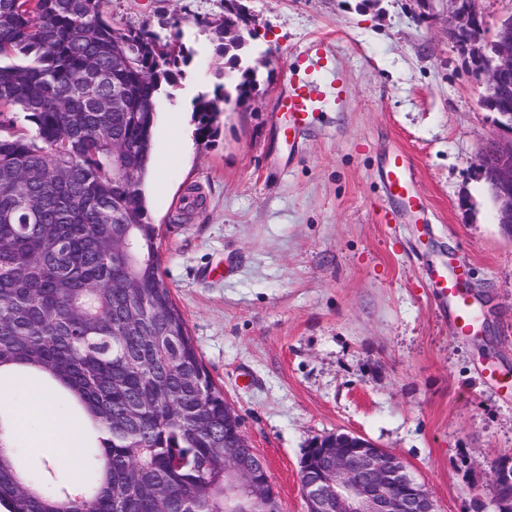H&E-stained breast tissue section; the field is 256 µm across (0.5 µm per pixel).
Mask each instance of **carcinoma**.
<instances>
[{
  "label": "carcinoma",
  "mask_w": 512,
  "mask_h": 512,
  "mask_svg": "<svg viewBox=\"0 0 512 512\" xmlns=\"http://www.w3.org/2000/svg\"><path fill=\"white\" fill-rule=\"evenodd\" d=\"M99 0H0V385H51L93 434L77 480L0 448L6 512H279L224 503V392L165 285L148 220L156 100L186 60L176 38L120 32ZM218 51L239 67L240 45ZM122 105L112 109V96ZM230 100L196 106L198 131ZM128 237L133 255L112 254ZM132 279L136 287L126 288Z\"/></svg>",
  "instance_id": "1"
}]
</instances>
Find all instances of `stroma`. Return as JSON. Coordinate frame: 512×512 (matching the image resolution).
<instances>
[{"mask_svg":"<svg viewBox=\"0 0 512 512\" xmlns=\"http://www.w3.org/2000/svg\"><path fill=\"white\" fill-rule=\"evenodd\" d=\"M258 20L242 60L252 104H226L196 134L198 97L237 70L210 25L225 0H99L117 28L178 34L188 52L164 86L143 183L161 273L202 361L266 462L281 512H307L309 441L350 432L398 454L438 512H495L492 464L512 457V240L477 168L497 135L446 0H246ZM345 96L316 115L298 153L277 103L312 40ZM409 155L431 221L385 222L378 169ZM469 267L476 332L457 335L425 280Z\"/></svg>","mask_w":512,"mask_h":512,"instance_id":"1","label":"stroma"}]
</instances>
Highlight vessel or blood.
I'll return each mask as SVG.
<instances>
[{
    "instance_id": "vessel-or-blood-1",
    "label": "vessel or blood",
    "mask_w": 512,
    "mask_h": 512,
    "mask_svg": "<svg viewBox=\"0 0 512 512\" xmlns=\"http://www.w3.org/2000/svg\"><path fill=\"white\" fill-rule=\"evenodd\" d=\"M288 80L291 89L281 100L280 108L288 114V139L297 145L311 128L322 91L316 83L300 79L293 73L289 74ZM380 180L388 200L399 211L410 214L418 222H427L428 206L416 187L412 162L404 152L395 150L387 155ZM427 277L431 288L447 304L456 332H469L475 325V315L469 296L463 291L462 276L450 275L445 267L434 265L428 268Z\"/></svg>"
}]
</instances>
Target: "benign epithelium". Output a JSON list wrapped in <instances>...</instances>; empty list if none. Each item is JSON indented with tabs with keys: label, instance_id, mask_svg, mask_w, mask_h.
Wrapping results in <instances>:
<instances>
[{
	"label": "benign epithelium",
	"instance_id": "7a95c632",
	"mask_svg": "<svg viewBox=\"0 0 512 512\" xmlns=\"http://www.w3.org/2000/svg\"><path fill=\"white\" fill-rule=\"evenodd\" d=\"M452 5L458 38L480 25V15L460 0ZM224 42L242 37V30L254 23L245 7L236 4L222 20ZM479 54H488L486 63L477 70L493 101L505 103L495 119L497 127L509 136H494L479 154V170L488 184L496 206V221L501 233L512 240V15L500 19L494 39L474 41ZM256 456L245 434L239 442L224 448V472L228 474L226 490L253 498L274 495L270 480H257L246 465ZM300 485L307 504L315 512H437L429 489L411 475L400 456L371 441L349 433L311 439L300 462ZM512 472L493 473V502L499 512L512 501Z\"/></svg>",
	"mask_w": 512,
	"mask_h": 512
}]
</instances>
